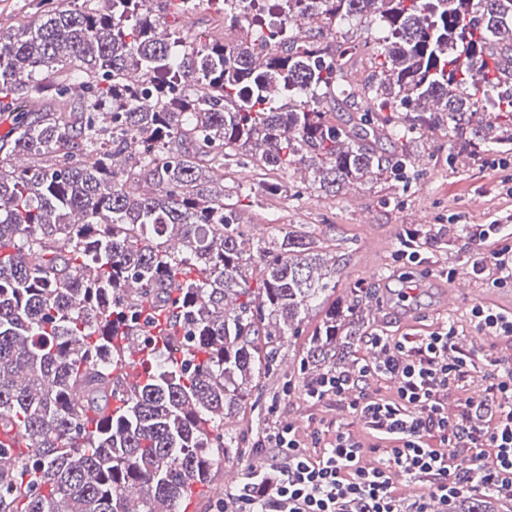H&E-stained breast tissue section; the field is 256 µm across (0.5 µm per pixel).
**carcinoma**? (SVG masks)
I'll return each mask as SVG.
<instances>
[{"mask_svg":"<svg viewBox=\"0 0 512 512\" xmlns=\"http://www.w3.org/2000/svg\"><path fill=\"white\" fill-rule=\"evenodd\" d=\"M86 2L36 0L0 28V512H187L224 496V421L336 287L302 231L246 249L207 172L248 155L336 193L402 170L437 128L458 157L512 148V0H274L267 24L224 0V27L276 36L257 53L160 38L189 0ZM313 16L322 29L298 24ZM353 20L380 36L329 51ZM36 89L49 105L20 109ZM358 305L325 312L305 365L347 364ZM142 321L157 334L130 383Z\"/></svg>","mask_w":512,"mask_h":512,"instance_id":"obj_1","label":"carcinoma"}]
</instances>
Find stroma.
Segmentation results:
<instances>
[{
    "label": "stroma",
    "instance_id": "1",
    "mask_svg": "<svg viewBox=\"0 0 512 512\" xmlns=\"http://www.w3.org/2000/svg\"><path fill=\"white\" fill-rule=\"evenodd\" d=\"M171 30L180 42L212 41L223 38L224 3L211 0L175 16ZM407 178H389L350 185L332 194L311 186L309 178L282 171L253 170L249 165H226L224 201L235 205L236 219L254 240H276L290 228L305 231L324 259V270L333 272L334 289L329 290L326 307L365 298L369 317L364 333L398 336L432 329L451 319L464 328V334L477 349L483 362L501 357V342H490L468 327V313L476 301H505L512 293L472 282L460 293L453 308H445L443 296L449 285L433 274L434 265L464 269L476 251L465 232L446 234L432 243L433 265L412 268L394 260L399 233L409 225L433 228L437 224H490L506 222L512 214V197L502 187L501 170L486 166L484 159L468 165L451 162L448 134L435 130L427 137L411 141ZM278 181L287 185L284 193L263 192L239 200L245 183ZM407 275L418 285L417 296L402 302L397 295L399 276ZM324 315L323 309L309 313L298 335L280 341L278 368L262 378L258 388L244 401L227 426L235 430L238 448L226 457L224 468L246 476L260 462L257 441L264 432L280 423L295 422L304 432L332 431L337 425L361 434V424L351 417H337L335 403L308 404L303 396L312 370L301 365L308 340Z\"/></svg>",
    "mask_w": 512,
    "mask_h": 512
}]
</instances>
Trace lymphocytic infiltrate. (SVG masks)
Returning <instances> with one entry per match:
<instances>
[{
  "label": "lymphocytic infiltrate",
  "instance_id": "obj_1",
  "mask_svg": "<svg viewBox=\"0 0 512 512\" xmlns=\"http://www.w3.org/2000/svg\"><path fill=\"white\" fill-rule=\"evenodd\" d=\"M465 230L480 247L475 278L511 289L512 232L494 224ZM460 335L445 320L420 336H370V358L322 372L304 390L307 402H335L362 421L370 441L339 427L312 451L294 425L274 427L261 445L286 465L251 467L214 512H456L465 495L512 503V356L475 376ZM381 381L390 393L378 389ZM401 477L415 484L413 494H402Z\"/></svg>",
  "mask_w": 512,
  "mask_h": 512
}]
</instances>
